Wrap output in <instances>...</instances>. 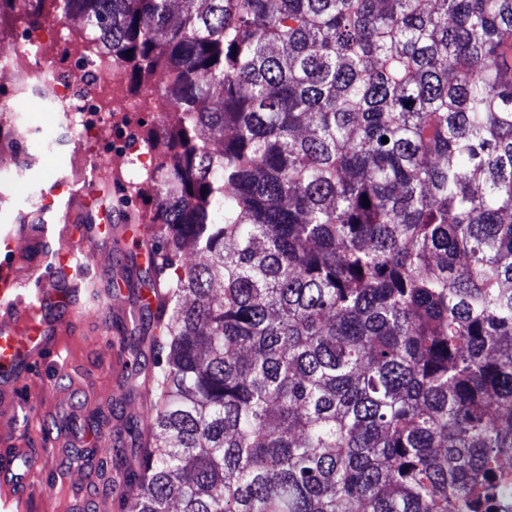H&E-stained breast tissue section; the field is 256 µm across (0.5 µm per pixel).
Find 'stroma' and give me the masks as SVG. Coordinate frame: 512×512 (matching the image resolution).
Masks as SVG:
<instances>
[{
	"label": "stroma",
	"mask_w": 512,
	"mask_h": 512,
	"mask_svg": "<svg viewBox=\"0 0 512 512\" xmlns=\"http://www.w3.org/2000/svg\"><path fill=\"white\" fill-rule=\"evenodd\" d=\"M111 149L110 135L79 136L43 112L0 119V232L35 222L32 215L40 212L41 199L56 180L78 189L91 184L100 157ZM106 177L110 184L99 189L95 206L119 210L128 223L118 235L102 225L105 241L97 245L94 261L75 263L70 270L67 285L80 289L83 305L60 338V359L42 362L15 399L0 405V430L10 428L12 414H20L26 426L15 431L14 439L37 452V485L22 512H75L85 501L101 503L102 512H121L120 496L130 485L113 481L111 460L91 463L85 474L62 477L64 456L54 445L59 419L75 415L72 431L82 446L105 435L113 450L130 458L140 446L135 426L153 412L143 386L133 384L131 371L122 368L116 348L129 337H141V362L152 364L150 325L141 311L149 275L140 250L155 198L135 192L117 169L107 170ZM41 214L40 229L25 237L13 257L23 278L45 268L49 250L58 246L61 208ZM108 285L113 288L109 294L104 291Z\"/></svg>",
	"instance_id": "1"
}]
</instances>
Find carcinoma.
<instances>
[{
	"label": "carcinoma",
	"instance_id": "cac0c4a2",
	"mask_svg": "<svg viewBox=\"0 0 512 512\" xmlns=\"http://www.w3.org/2000/svg\"><path fill=\"white\" fill-rule=\"evenodd\" d=\"M48 1L174 113L122 512H500L512 0Z\"/></svg>",
	"mask_w": 512,
	"mask_h": 512
}]
</instances>
